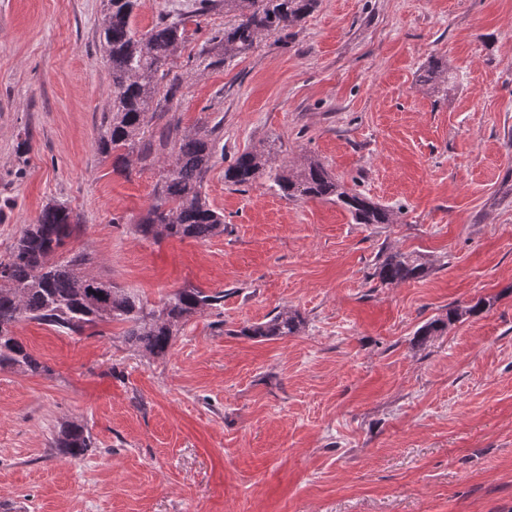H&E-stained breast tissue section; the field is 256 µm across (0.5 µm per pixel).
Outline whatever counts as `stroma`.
I'll return each mask as SVG.
<instances>
[{"instance_id": "obj_1", "label": "stroma", "mask_w": 512, "mask_h": 512, "mask_svg": "<svg viewBox=\"0 0 512 512\" xmlns=\"http://www.w3.org/2000/svg\"><path fill=\"white\" fill-rule=\"evenodd\" d=\"M145 0L138 30L180 13L176 96L125 174L98 150L112 81L102 0H0V256L44 206H69L91 273L149 303L223 292L169 352L122 327L69 336L23 321L43 364L0 372V512H512V0H319L290 36L229 59L212 44L233 14ZM455 79L433 92L431 60ZM217 129L204 191L223 235L143 239L159 135ZM321 162L386 206L357 224L335 203L288 200L267 178H224L239 153ZM421 255V278L381 284L379 258ZM491 299L426 344L449 307ZM298 311V334L242 336ZM95 447L51 448L61 423Z\"/></svg>"}]
</instances>
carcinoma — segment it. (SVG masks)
<instances>
[{
    "instance_id": "carcinoma-1",
    "label": "carcinoma",
    "mask_w": 512,
    "mask_h": 512,
    "mask_svg": "<svg viewBox=\"0 0 512 512\" xmlns=\"http://www.w3.org/2000/svg\"><path fill=\"white\" fill-rule=\"evenodd\" d=\"M318 0H200L196 13L215 9L235 12L233 27L217 31L211 41L220 45L224 56L252 49L273 32H286L307 17ZM143 0H106L102 29L103 51L112 78V112L99 136V151L113 157V170L124 172L128 157L139 152L147 157L144 129L162 103L175 97L179 82L170 76L168 60L185 32L184 20L160 18L151 29L137 32L132 25ZM425 84H448V66L433 61ZM163 98H158L160 88ZM173 145L172 158L165 161L157 189L158 202L133 225L143 239L162 237L206 241L224 233V214L206 201L203 186L214 165L217 138L214 129L202 127L181 132L175 125L161 136L159 145ZM266 176L287 199L332 201L346 210L357 224H388L390 212L360 193L342 187L324 166L311 160L302 166L272 163L269 148L252 149L236 157L224 170V180L239 186ZM80 228L78 215L60 202L42 210L37 223L26 224L0 258V371L32 372L43 369L14 328L23 320L35 321L67 335H81L102 324L124 325L123 340L142 353L161 357L168 353L174 336L191 317L218 307L224 293L199 288H181L159 305H150L139 294L120 288L112 279L91 275L85 268L91 254L66 249L68 240ZM427 264L419 256L395 252L376 267V276L385 285L420 278ZM490 304L484 299L470 307L448 309L446 318L425 323L416 332L423 345L448 324L478 313ZM296 311L282 310L266 321L242 328L239 334L252 339L294 335L301 329ZM51 447L71 458H81L94 442L87 426L70 421L60 426Z\"/></svg>"
}]
</instances>
